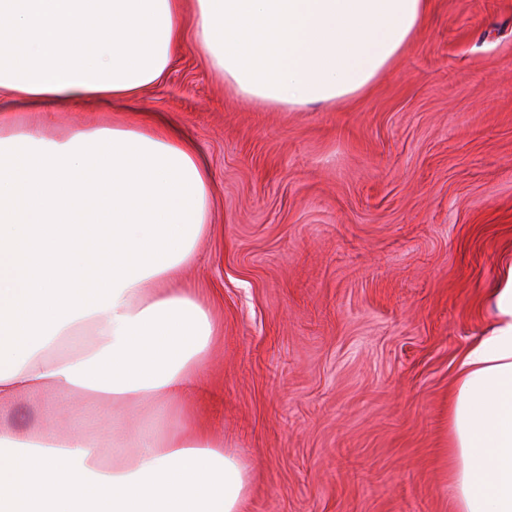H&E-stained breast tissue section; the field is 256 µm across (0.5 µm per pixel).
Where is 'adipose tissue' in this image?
Returning <instances> with one entry per match:
<instances>
[{
    "mask_svg": "<svg viewBox=\"0 0 512 512\" xmlns=\"http://www.w3.org/2000/svg\"><path fill=\"white\" fill-rule=\"evenodd\" d=\"M428 8L0 0V512H245L253 485L193 409L219 336L210 300L182 279L210 228L204 162L158 118L55 137L59 108L135 102L188 39L245 99L345 102L401 57ZM17 110L39 118L17 126ZM494 315L448 408L455 512H512V273Z\"/></svg>",
    "mask_w": 512,
    "mask_h": 512,
    "instance_id": "obj_1",
    "label": "adipose tissue"
}]
</instances>
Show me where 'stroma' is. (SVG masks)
<instances>
[{
  "mask_svg": "<svg viewBox=\"0 0 512 512\" xmlns=\"http://www.w3.org/2000/svg\"><path fill=\"white\" fill-rule=\"evenodd\" d=\"M136 109L212 176L184 273L221 328L197 411L254 467L246 512H452L456 366L512 265V0H431L345 104L244 99L188 43ZM129 118L64 108L53 134Z\"/></svg>",
  "mask_w": 512,
  "mask_h": 512,
  "instance_id": "1",
  "label": "stroma"
}]
</instances>
